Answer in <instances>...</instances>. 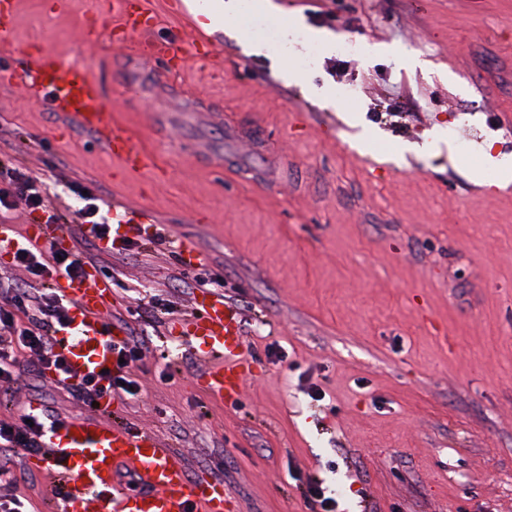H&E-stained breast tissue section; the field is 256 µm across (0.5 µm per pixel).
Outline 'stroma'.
<instances>
[{"label":"stroma","instance_id":"35a3bbf8","mask_svg":"<svg viewBox=\"0 0 512 512\" xmlns=\"http://www.w3.org/2000/svg\"><path fill=\"white\" fill-rule=\"evenodd\" d=\"M53 2L14 0L0 155L60 196L67 224L81 222L80 188L114 215L152 211L111 252L65 243L111 277L104 318L144 341V370L137 395L107 407L52 373L21 375L0 420L47 408L153 432L237 512H311L318 480L340 512H512V181L486 160L512 158V0H343L330 19L313 0H273L274 13L256 0L210 34L186 0H154V27L124 44L104 33L119 0ZM202 36L208 60L188 54L174 91L131 102L114 84L147 42ZM347 41L360 53L340 56ZM45 44L104 83L105 111L158 169L122 171L100 138L27 95L23 70ZM184 240L200 267L183 266ZM215 288L243 314L250 372L233 400L205 392L208 356L164 334ZM155 294L169 314L142 316ZM14 464L19 493L48 512L57 479Z\"/></svg>","mask_w":512,"mask_h":512}]
</instances>
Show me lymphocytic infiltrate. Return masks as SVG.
Here are the masks:
<instances>
[{
    "label": "lymphocytic infiltrate",
    "mask_w": 512,
    "mask_h": 512,
    "mask_svg": "<svg viewBox=\"0 0 512 512\" xmlns=\"http://www.w3.org/2000/svg\"><path fill=\"white\" fill-rule=\"evenodd\" d=\"M23 198L30 210L46 213L48 223L59 221L58 209L52 194L38 186L36 181L18 174L8 187L0 188V208H11L13 198ZM13 257L25 266L34 280L25 286L0 287V390H11L19 372L29 374L54 373L66 377L68 367L57 351V335L69 320L70 303L56 289L44 287L45 278L63 274L79 277L84 266L71 253L57 249L41 250L26 245L23 235H14ZM29 314L26 326H18L16 316ZM31 355L28 362H20L19 351ZM142 348L138 341L127 340L115 347L119 364L103 376H87L70 383L69 391L80 399H95L109 393H129L137 387ZM59 419L49 413L26 410L13 421H0V485H18L20 478L12 464L18 456L36 453L47 428Z\"/></svg>",
    "instance_id": "lymphocytic-infiltrate-1"
}]
</instances>
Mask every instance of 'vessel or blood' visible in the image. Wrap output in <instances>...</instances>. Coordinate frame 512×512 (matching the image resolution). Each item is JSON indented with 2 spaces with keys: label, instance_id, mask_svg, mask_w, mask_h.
<instances>
[{
  "label": "vessel or blood",
  "instance_id": "obj_1",
  "mask_svg": "<svg viewBox=\"0 0 512 512\" xmlns=\"http://www.w3.org/2000/svg\"><path fill=\"white\" fill-rule=\"evenodd\" d=\"M122 16V23L108 32L110 39L120 43L147 30L155 20L150 0H122ZM183 56L180 41L152 42L145 52L131 55L114 80L126 96H134L129 77L153 61L156 78L165 80ZM24 81L30 96L47 98L52 111L102 137L124 169L151 165L150 155L104 112L103 86L82 64L62 62L44 47L25 70ZM26 239L36 246L60 242L64 231L59 225L33 224ZM54 286L72 304L71 324L58 338L70 376H97L113 368L112 347L120 342L121 333L103 318L111 288L88 273L60 277ZM197 305L194 317L171 322L169 337L176 341L189 335L198 349L213 358L205 378L211 396L240 395L249 363L243 356L246 342L239 314L216 291L207 292ZM34 459L39 469L52 472L65 486L53 512H224L227 502L221 486L202 488L153 433L95 419L70 420L48 429Z\"/></svg>",
  "mask_w": 512,
  "mask_h": 512
}]
</instances>
